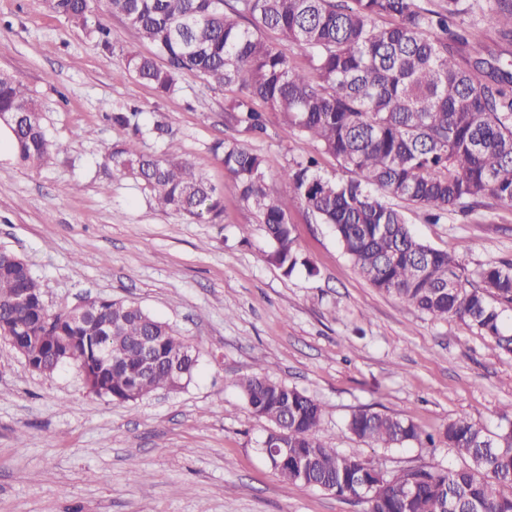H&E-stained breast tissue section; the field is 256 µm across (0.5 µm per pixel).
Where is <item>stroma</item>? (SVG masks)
<instances>
[{"instance_id":"1","label":"stroma","mask_w":512,"mask_h":512,"mask_svg":"<svg viewBox=\"0 0 512 512\" xmlns=\"http://www.w3.org/2000/svg\"><path fill=\"white\" fill-rule=\"evenodd\" d=\"M89 5L112 50L46 0H0V73L26 85L48 139L67 146L34 167L0 140V249L27 260L50 309L97 297L135 303L197 345L198 365L181 391L116 403L89 393L76 368L32 370L0 338V512H366L362 502L282 486L259 450L268 425L234 385L256 373L314 397L323 440L388 471L459 459L442 446L369 447L346 429L353 412L403 415L430 432L458 416L492 431L512 420V360L468 322L429 319L377 291L331 227L283 190L279 175L307 141L275 112L263 137H246L224 120L229 91L194 74L159 97L125 68L127 54L151 47L106 0ZM133 108L140 124L169 127L145 136L141 151L191 163L221 190L220 220L159 211L149 188L113 167L108 153L126 133L110 116ZM225 139L264 156L295 247L316 274L267 261L265 228L212 150ZM404 212L418 238L459 256L465 276L512 259V206L493 201L442 224ZM134 465L145 481L132 482Z\"/></svg>"}]
</instances>
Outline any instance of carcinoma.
I'll use <instances>...</instances> for the list:
<instances>
[{
  "instance_id": "carcinoma-1",
  "label": "carcinoma",
  "mask_w": 512,
  "mask_h": 512,
  "mask_svg": "<svg viewBox=\"0 0 512 512\" xmlns=\"http://www.w3.org/2000/svg\"><path fill=\"white\" fill-rule=\"evenodd\" d=\"M54 12L109 50V31L91 27L89 0H47ZM153 55L129 54L126 68L159 95L192 73L235 95L226 122L254 138L266 133L265 113L313 146L314 154L280 175L293 197L336 239L357 274L432 320L460 319L512 356V333L500 305H512V261L461 273L457 256L417 238L396 206L424 210L437 224L460 206L470 212L493 199L512 206V72L497 58L473 57L468 28L450 27L474 9L489 8L501 39L512 42V0H108ZM308 54V69L289 51ZM0 129L18 159L46 162L66 149L50 142L38 105L15 78L0 73ZM112 124L130 137L109 153L112 163L142 180L157 206L202 219L224 211L220 192L194 167L140 151L138 113L114 112ZM240 199L253 208L272 244L268 262L291 273L307 265L294 247L283 204L267 184L265 159L237 141L215 146ZM337 173H322L325 157ZM28 304L10 306L14 289ZM0 329L37 352V370L67 365L90 393L119 403L159 390H180L198 365L197 348L133 303L109 300L95 318L52 311L29 264L0 249ZM111 337L112 367L98 359L101 336ZM140 336H158L159 364L140 373ZM251 414L269 424L261 444L288 453L265 456L285 485L343 498L366 497L367 512H512V424L493 432L465 417L437 434L413 420L362 409L347 429L371 447H448L454 468L408 467L392 472L340 454L321 437L324 410L305 392L263 374L234 381ZM509 491H504V488Z\"/></svg>"
}]
</instances>
